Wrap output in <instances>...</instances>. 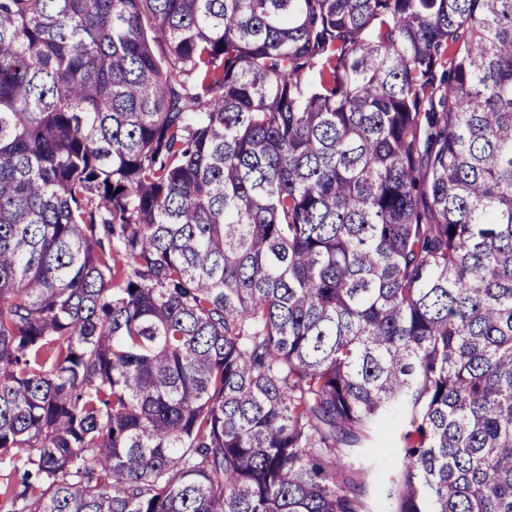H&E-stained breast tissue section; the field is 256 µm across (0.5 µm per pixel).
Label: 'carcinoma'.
Listing matches in <instances>:
<instances>
[{
    "mask_svg": "<svg viewBox=\"0 0 512 512\" xmlns=\"http://www.w3.org/2000/svg\"><path fill=\"white\" fill-rule=\"evenodd\" d=\"M363 451L512 512V0H0V512H369Z\"/></svg>",
    "mask_w": 512,
    "mask_h": 512,
    "instance_id": "carcinoma-1",
    "label": "carcinoma"
}]
</instances>
